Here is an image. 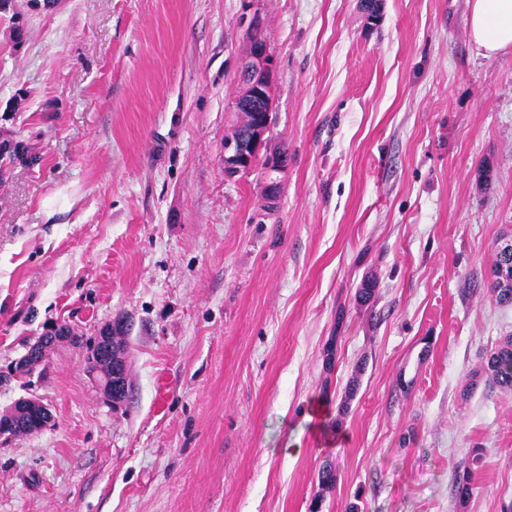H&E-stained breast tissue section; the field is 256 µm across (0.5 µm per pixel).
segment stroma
I'll return each instance as SVG.
<instances>
[{"instance_id":"1","label":"stroma","mask_w":512,"mask_h":512,"mask_svg":"<svg viewBox=\"0 0 512 512\" xmlns=\"http://www.w3.org/2000/svg\"><path fill=\"white\" fill-rule=\"evenodd\" d=\"M467 11H0V140L32 157L0 184V412L51 413L0 438V512H512V389L482 370L512 337L488 288L512 238V53L479 55ZM257 32L275 62L264 150L288 156L272 211L262 167L224 173ZM118 320L122 403L85 372ZM60 325L82 344L15 373ZM476 447L461 502L453 471ZM29 402H30L29 404H30L31 408L39 406L40 409L35 408V409L25 410L23 412L18 413L15 418L10 417L12 420H15L17 422L18 421L22 422L21 427L18 425H16V427H19V430L23 431L26 434H32V433L40 431V429L42 428V426H41L42 416H43V424L45 426L51 421V414L45 405H43L35 400H31V399L29 400ZM39 410L41 411V413Z\"/></svg>"}]
</instances>
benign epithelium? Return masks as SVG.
Listing matches in <instances>:
<instances>
[{"mask_svg":"<svg viewBox=\"0 0 512 512\" xmlns=\"http://www.w3.org/2000/svg\"><path fill=\"white\" fill-rule=\"evenodd\" d=\"M273 71V58L266 44L252 42L247 56L243 58L239 69V87L233 100V110L254 114L240 134L224 143V170L229 175L249 171L262 162L267 173L282 171L287 165V155L281 152L261 155L264 135L271 124L272 100L269 89ZM112 328L104 329L99 340L103 367L89 373L95 385L109 398H120L127 393L120 374L112 370L108 357L112 355V345L108 343ZM66 333V329L41 337L20 359L24 368H35L43 362L52 343Z\"/></svg>","mask_w":512,"mask_h":512,"instance_id":"obj_1","label":"benign epithelium"}]
</instances>
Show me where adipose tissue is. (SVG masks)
Segmentation results:
<instances>
[{"label":"adipose tissue","instance_id":"ef3b65f1","mask_svg":"<svg viewBox=\"0 0 512 512\" xmlns=\"http://www.w3.org/2000/svg\"><path fill=\"white\" fill-rule=\"evenodd\" d=\"M468 28L483 56L512 50V0H468Z\"/></svg>","mask_w":512,"mask_h":512}]
</instances>
